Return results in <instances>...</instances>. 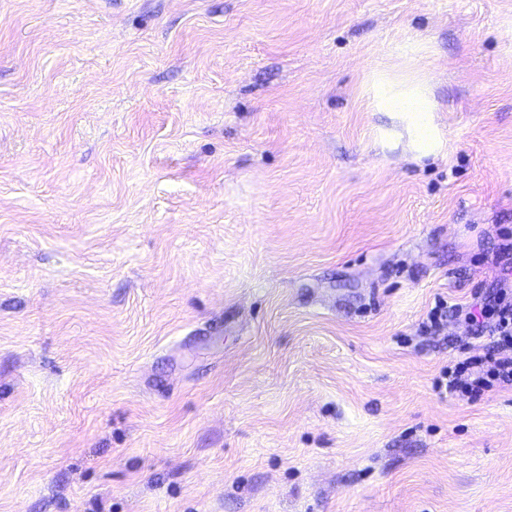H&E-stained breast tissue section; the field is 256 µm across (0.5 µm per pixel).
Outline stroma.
Here are the masks:
<instances>
[{"mask_svg": "<svg viewBox=\"0 0 512 512\" xmlns=\"http://www.w3.org/2000/svg\"><path fill=\"white\" fill-rule=\"evenodd\" d=\"M509 242L512 0H0V512H512ZM373 87L377 107L386 112H398L408 123L420 155H433L441 148V135L431 113L434 110L423 85L394 86L385 78L378 77ZM512 271L504 269L500 288L490 298L467 307L447 305L439 300L429 314L430 327L439 328L442 320L452 313L469 325L473 337L480 339L491 320L490 342L485 351L470 355L444 372L446 383L436 388L450 395L455 393L482 395L494 387H512ZM509 295L511 296L509 299Z\"/></svg>", "mask_w": 512, "mask_h": 512, "instance_id": "35a3bbf8", "label": "stroma"}]
</instances>
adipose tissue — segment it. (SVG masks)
Here are the masks:
<instances>
[{
	"mask_svg": "<svg viewBox=\"0 0 512 512\" xmlns=\"http://www.w3.org/2000/svg\"><path fill=\"white\" fill-rule=\"evenodd\" d=\"M374 100L379 109L398 113L410 126L420 155L435 154L442 145L438 127L432 116V106L423 85H393L385 78L373 84Z\"/></svg>",
	"mask_w": 512,
	"mask_h": 512,
	"instance_id": "adipose-tissue-1",
	"label": "adipose tissue"
}]
</instances>
